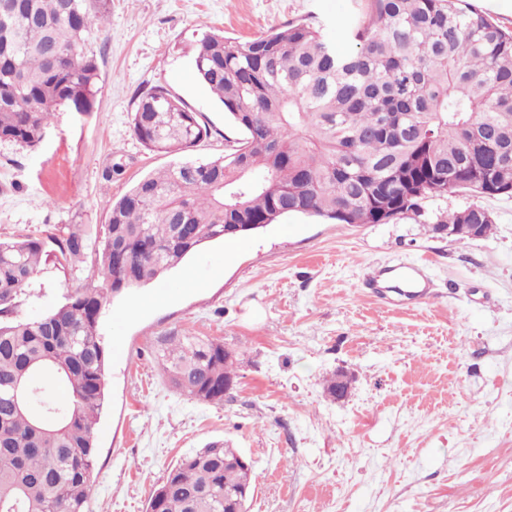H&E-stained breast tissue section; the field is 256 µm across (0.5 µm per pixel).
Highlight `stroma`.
Here are the masks:
<instances>
[{"instance_id": "obj_1", "label": "stroma", "mask_w": 512, "mask_h": 512, "mask_svg": "<svg viewBox=\"0 0 512 512\" xmlns=\"http://www.w3.org/2000/svg\"><path fill=\"white\" fill-rule=\"evenodd\" d=\"M357 0H112L88 41L100 67L95 108H60L35 148L0 141V238L35 235L48 259L20 297L33 319L75 288L99 287L93 252L62 265L55 237L101 236L113 198L171 156L132 133L136 93L161 86L223 156L240 131L194 76L210 31L245 41L291 21L346 46ZM488 237L456 241L406 218L334 224L291 215L225 244H204L154 285L111 298L100 324L105 401L88 512H146L185 453L230 441L253 461L249 512H512V197L483 199ZM382 266L420 267L426 304L387 306L362 288ZM223 342L237 384L220 404L180 395L156 366L170 333ZM343 371V400L323 381Z\"/></svg>"}]
</instances>
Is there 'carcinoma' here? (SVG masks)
<instances>
[{
    "instance_id": "1",
    "label": "carcinoma",
    "mask_w": 512,
    "mask_h": 512,
    "mask_svg": "<svg viewBox=\"0 0 512 512\" xmlns=\"http://www.w3.org/2000/svg\"><path fill=\"white\" fill-rule=\"evenodd\" d=\"M112 0H0V140L36 147L57 108L93 111L96 56L85 42ZM196 79L242 137L209 162L178 161L112 201L95 258L103 288L71 292L36 319L14 316L37 275L43 242L0 239V512H86L95 427L105 397L102 309L110 296L159 279L206 242L288 215L337 224L428 223L448 194L512 197V31L463 0H362L348 46L323 27L290 22L246 42L209 33ZM132 131L148 150L176 155L206 125L163 88L141 94ZM479 225L473 203L435 217L430 231ZM62 260L85 233L56 238ZM124 282V288L116 283ZM157 367L191 400L220 404L236 380L224 343L171 333ZM212 443L172 466L147 512H237L254 470Z\"/></svg>"
}]
</instances>
